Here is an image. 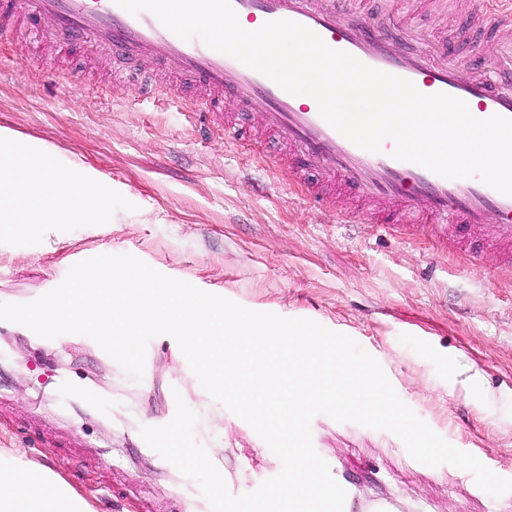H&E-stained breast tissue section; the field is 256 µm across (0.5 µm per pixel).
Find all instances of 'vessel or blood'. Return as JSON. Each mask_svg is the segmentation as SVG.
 <instances>
[{
	"label": "vessel or blood",
	"instance_id": "vessel-or-blood-1",
	"mask_svg": "<svg viewBox=\"0 0 512 512\" xmlns=\"http://www.w3.org/2000/svg\"><path fill=\"white\" fill-rule=\"evenodd\" d=\"M237 16L267 23L296 22L318 34L332 49L347 52L365 65L407 79L423 94L445 93L465 101L479 119L494 115L512 119V87H497L502 67L470 69L452 57L435 58L428 48L412 49L413 35L402 22L381 23L349 9L347 0H231ZM32 15L37 41L82 37L102 58H148L162 78L168 102L180 105L191 121L222 127L236 141L238 128L225 123L224 103H237L240 113H259L271 137L285 150L288 169L324 174L309 198L325 207L334 188L376 205L391 204L383 217L366 213L368 223L385 228L407 225L418 217L434 231L449 226L470 228L494 214L492 247L512 265V196L480 178L447 179L419 165L395 159L390 148L367 151L342 136L319 114L317 103H300L263 74L206 46L199 38L183 40L148 11L130 14L115 0H0V39L13 30L19 13Z\"/></svg>",
	"mask_w": 512,
	"mask_h": 512
}]
</instances>
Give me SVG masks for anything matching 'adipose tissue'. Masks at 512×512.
<instances>
[{
    "label": "adipose tissue",
    "instance_id": "1",
    "mask_svg": "<svg viewBox=\"0 0 512 512\" xmlns=\"http://www.w3.org/2000/svg\"><path fill=\"white\" fill-rule=\"evenodd\" d=\"M113 188L96 170L0 127V224H112ZM0 512H95L49 469L0 448Z\"/></svg>",
    "mask_w": 512,
    "mask_h": 512
}]
</instances>
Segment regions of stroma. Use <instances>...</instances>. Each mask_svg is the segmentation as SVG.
Wrapping results in <instances>:
<instances>
[{
	"label": "stroma",
	"mask_w": 512,
	"mask_h": 512,
	"mask_svg": "<svg viewBox=\"0 0 512 512\" xmlns=\"http://www.w3.org/2000/svg\"><path fill=\"white\" fill-rule=\"evenodd\" d=\"M382 22L396 17L435 48L467 64L487 48L512 45V31L474 23L480 0H351ZM84 40L44 46L45 60L15 32L0 44V127L24 142L109 177L115 224L0 228V303L50 292L76 263L130 254L169 277L256 312L305 318L356 340L380 363L399 397L436 433L512 479V268L493 256L474 264L479 238L441 252L422 228L402 235L349 218L337 195L320 210L303 186L275 178L254 160L275 154L270 139L232 143L200 132L182 112L143 94L152 66L87 56ZM100 397L89 409L77 390ZM198 416L196 440L224 466L232 494L255 490L280 460L243 420L202 388L169 336L148 346L134 382L98 344L80 335L40 344L31 330L0 320V448L88 492L96 512H197L195 481L146 449L140 429L160 426L174 394ZM317 453L336 467L346 512L389 500L396 512H512L473 475L422 465L388 431L320 414Z\"/></svg>",
	"instance_id": "stroma-1"
}]
</instances>
